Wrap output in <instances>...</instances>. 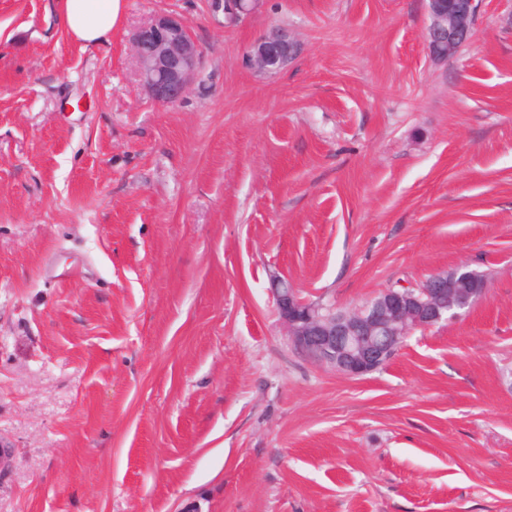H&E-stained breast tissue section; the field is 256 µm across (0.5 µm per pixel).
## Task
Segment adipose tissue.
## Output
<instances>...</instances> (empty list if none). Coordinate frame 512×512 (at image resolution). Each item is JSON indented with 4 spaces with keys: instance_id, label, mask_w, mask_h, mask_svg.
<instances>
[{
    "instance_id": "adipose-tissue-1",
    "label": "adipose tissue",
    "mask_w": 512,
    "mask_h": 512,
    "mask_svg": "<svg viewBox=\"0 0 512 512\" xmlns=\"http://www.w3.org/2000/svg\"><path fill=\"white\" fill-rule=\"evenodd\" d=\"M57 3L63 30L85 46L109 41L121 23L125 7V0H57Z\"/></svg>"
}]
</instances>
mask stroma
I'll use <instances>...</instances> for the list:
<instances>
[{
    "label": "stroma",
    "instance_id": "35a3bbf8",
    "mask_svg": "<svg viewBox=\"0 0 512 512\" xmlns=\"http://www.w3.org/2000/svg\"><path fill=\"white\" fill-rule=\"evenodd\" d=\"M125 2L85 48L0 0V512H512V0L447 60L427 0ZM161 13L201 52L168 106L131 51ZM462 264L487 295L359 378L269 292L344 311ZM297 51L298 43L288 28L274 27L251 47L247 63L259 72L274 73L284 67Z\"/></svg>",
    "mask_w": 512,
    "mask_h": 512
}]
</instances>
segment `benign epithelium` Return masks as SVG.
<instances>
[{"instance_id":"1","label":"benign epithelium","mask_w":512,"mask_h":512,"mask_svg":"<svg viewBox=\"0 0 512 512\" xmlns=\"http://www.w3.org/2000/svg\"><path fill=\"white\" fill-rule=\"evenodd\" d=\"M250 11V0H224V13L237 20ZM476 0H428L426 45L434 58L450 57L472 38ZM298 43L285 27L268 30L251 47L250 67L274 73L291 60ZM132 52L149 97L172 105L187 93L200 49L179 18L158 15L132 37ZM476 272L461 265L437 273L418 287L387 288L364 306L325 314L303 301L292 284L272 280V294L281 321L294 345L309 358L340 374L362 377L392 359L394 347L415 329L451 321L483 299L488 286H474Z\"/></svg>"}]
</instances>
